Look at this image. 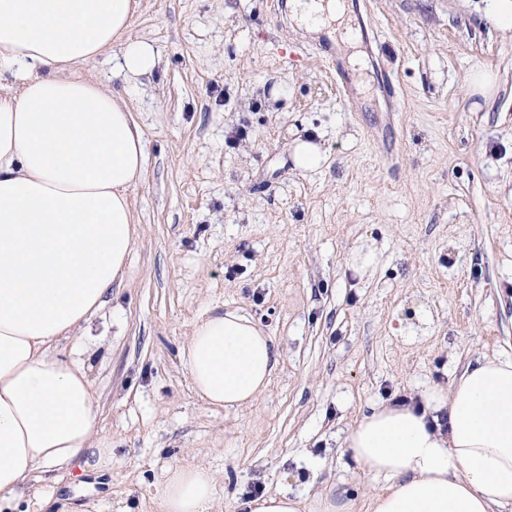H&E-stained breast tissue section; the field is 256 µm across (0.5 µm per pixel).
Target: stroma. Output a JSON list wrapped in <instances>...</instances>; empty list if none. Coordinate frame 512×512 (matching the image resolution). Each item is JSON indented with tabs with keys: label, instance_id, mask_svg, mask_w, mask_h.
Instances as JSON below:
<instances>
[{
	"label": "stroma",
	"instance_id": "obj_1",
	"mask_svg": "<svg viewBox=\"0 0 512 512\" xmlns=\"http://www.w3.org/2000/svg\"><path fill=\"white\" fill-rule=\"evenodd\" d=\"M348 4L359 70L349 47L294 32L280 0H140L128 34L159 66H86L142 127L145 172L123 282L51 350L90 359L102 432L28 512H157L178 462L216 472L219 512L257 483L365 512L384 481L357 471L351 425L512 354V34L486 23L488 0ZM478 62L498 90L477 105ZM310 135L328 160L304 173L289 147ZM361 249L373 267L353 266ZM215 310L273 339L270 385L239 412L206 405L180 364Z\"/></svg>",
	"mask_w": 512,
	"mask_h": 512
}]
</instances>
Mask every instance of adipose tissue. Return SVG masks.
<instances>
[{
	"instance_id": "adipose-tissue-1",
	"label": "adipose tissue",
	"mask_w": 512,
	"mask_h": 512,
	"mask_svg": "<svg viewBox=\"0 0 512 512\" xmlns=\"http://www.w3.org/2000/svg\"><path fill=\"white\" fill-rule=\"evenodd\" d=\"M136 0H0V512L31 482L70 470L101 431L85 365L51 356L121 281L135 237L129 194L145 165L144 132L114 93L77 67L114 55L128 76L151 74L155 46L127 37ZM311 34L355 46L346 0H292ZM195 394L238 409L268 388L270 336L228 310L198 321L180 352ZM345 445L365 475L384 478L366 512H512V355L468 365L420 406L382 403ZM202 464L167 469L160 512H214Z\"/></svg>"
}]
</instances>
